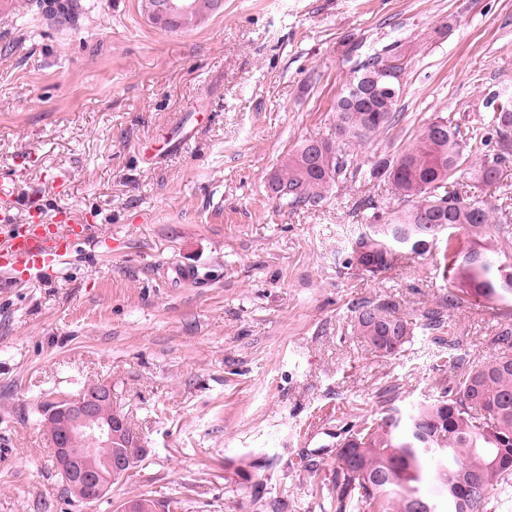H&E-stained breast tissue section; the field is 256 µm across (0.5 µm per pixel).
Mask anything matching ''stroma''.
<instances>
[{"label":"stroma","instance_id":"obj_1","mask_svg":"<svg viewBox=\"0 0 512 512\" xmlns=\"http://www.w3.org/2000/svg\"><path fill=\"white\" fill-rule=\"evenodd\" d=\"M83 3L67 25L26 0L0 16V181L19 206H66L91 228L54 277L0 287V512H115L139 495L177 512H335L344 430L453 379L433 337L371 350L354 306L416 314L462 282L429 255L375 278L346 265L360 201L399 208L390 184L350 181L291 209L269 177L301 141L332 137L337 97L396 40L400 118L353 147L360 166L428 117L490 121L486 96L512 85V0H224L187 31L152 23L145 0ZM172 137L178 151L159 152ZM446 318L474 366L501 354L512 298ZM94 384L111 386L145 456L88 508L64 489L41 411Z\"/></svg>","mask_w":512,"mask_h":512}]
</instances>
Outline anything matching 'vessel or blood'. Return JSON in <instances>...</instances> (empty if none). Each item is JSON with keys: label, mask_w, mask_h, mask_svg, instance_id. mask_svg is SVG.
Masks as SVG:
<instances>
[{"label": "vessel or blood", "mask_w": 512, "mask_h": 512, "mask_svg": "<svg viewBox=\"0 0 512 512\" xmlns=\"http://www.w3.org/2000/svg\"><path fill=\"white\" fill-rule=\"evenodd\" d=\"M15 201L0 193V281L8 284L41 277L60 266L75 245L88 239V228L63 208L46 213L30 204L24 220L14 216Z\"/></svg>", "instance_id": "obj_1"}]
</instances>
